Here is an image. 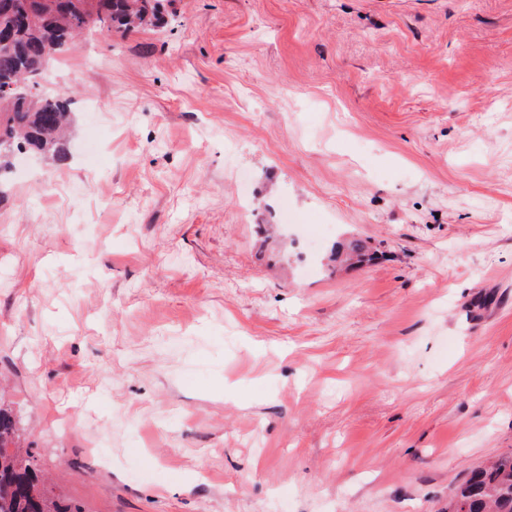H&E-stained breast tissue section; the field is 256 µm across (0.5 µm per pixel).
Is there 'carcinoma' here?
I'll return each mask as SVG.
<instances>
[{"label": "carcinoma", "instance_id": "obj_1", "mask_svg": "<svg viewBox=\"0 0 512 512\" xmlns=\"http://www.w3.org/2000/svg\"><path fill=\"white\" fill-rule=\"evenodd\" d=\"M161 0H0V72L26 83L43 78L50 59L76 45L86 31L106 34L154 26ZM69 127V102L61 95L34 100L15 89L0 90V169L9 151L25 145L49 154ZM33 452L19 445L16 416L0 407V512H68L46 496ZM468 512H512V455L471 470L448 501Z\"/></svg>", "mask_w": 512, "mask_h": 512}]
</instances>
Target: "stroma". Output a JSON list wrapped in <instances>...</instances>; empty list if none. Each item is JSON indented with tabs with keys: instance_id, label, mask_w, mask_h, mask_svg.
Masks as SVG:
<instances>
[{
	"instance_id": "35a3bbf8",
	"label": "stroma",
	"mask_w": 512,
	"mask_h": 512,
	"mask_svg": "<svg viewBox=\"0 0 512 512\" xmlns=\"http://www.w3.org/2000/svg\"><path fill=\"white\" fill-rule=\"evenodd\" d=\"M164 14L62 54L61 154L0 174V404L49 490L448 512L512 454V0Z\"/></svg>"
}]
</instances>
